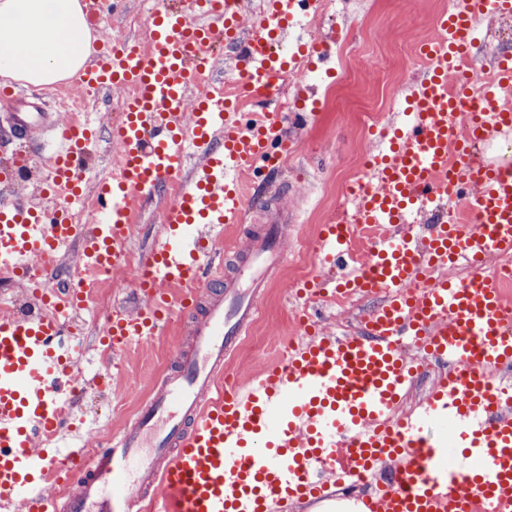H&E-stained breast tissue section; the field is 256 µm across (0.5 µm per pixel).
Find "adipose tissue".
Listing matches in <instances>:
<instances>
[{
    "instance_id": "obj_1",
    "label": "adipose tissue",
    "mask_w": 512,
    "mask_h": 512,
    "mask_svg": "<svg viewBox=\"0 0 512 512\" xmlns=\"http://www.w3.org/2000/svg\"><path fill=\"white\" fill-rule=\"evenodd\" d=\"M0 77L34 86L72 77L93 52L80 0H0Z\"/></svg>"
}]
</instances>
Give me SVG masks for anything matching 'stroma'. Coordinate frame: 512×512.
Returning <instances> with one entry per match:
<instances>
[{
	"label": "stroma",
	"mask_w": 512,
	"mask_h": 512,
	"mask_svg": "<svg viewBox=\"0 0 512 512\" xmlns=\"http://www.w3.org/2000/svg\"><path fill=\"white\" fill-rule=\"evenodd\" d=\"M448 0H334L330 13L308 18L306 31L313 38H326L337 30L346 39L357 57L382 55L388 60L384 70H350L339 76L335 95H328L329 78L316 73L309 86L319 102L316 117L306 126H286L289 138L297 140L298 149L288 160L284 171L258 182L253 200L240 229H227L225 241L238 238L262 224L267 209L283 188H291L292 203L302 219L292 231L286 253L262 300L263 314L253 325L245 342L231 364L240 375H248L268 361L279 358L291 336L296 335L295 311L297 301L289 288L292 282L302 281L320 271L315 252V227L328 224L346 206L342 193L346 177L360 173L362 161L369 152L380 146L381 132L403 120L405 100L410 97L424 72L412 47L433 33L432 20L447 10ZM153 7L149 0H129L124 13L114 18L112 28L123 36L146 45L148 26ZM399 83V97L385 95L387 85ZM124 89H113L107 99L88 97L89 120L99 134L91 165L96 173L105 175L112 169L117 152L110 131L120 112ZM7 153L25 156L30 161V180L0 186V201L11 202L30 196L43 170L46 150L36 141L7 140ZM379 301L371 295L354 299L344 308H325L323 327L341 335L356 332L358 315L366 313ZM102 317L87 314L84 326L86 359L90 372L102 375L106 381L103 394L83 400L77 413L92 430L94 443H104L114 429L132 419L136 395L147 394L153 378L174 367L178 352L190 345L187 322H169L161 336L146 346H137L111 364L99 363L95 342Z\"/></svg>",
	"instance_id": "obj_1"
}]
</instances>
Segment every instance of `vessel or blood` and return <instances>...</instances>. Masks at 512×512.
<instances>
[{"instance_id":"b4317fda","label":"vessel or blood","mask_w":512,"mask_h":512,"mask_svg":"<svg viewBox=\"0 0 512 512\" xmlns=\"http://www.w3.org/2000/svg\"><path fill=\"white\" fill-rule=\"evenodd\" d=\"M322 0H269L267 12L243 18V0H158L147 46L109 41L76 76L82 92L120 87L128 94L112 126L120 163L92 178L86 158L96 142L85 124L51 112L12 113L16 138L48 135L53 156L41 194L49 208L0 204V268L24 294L66 253L86 269L122 277L135 307L116 306L102 325L113 353L151 342L162 323H191L194 347L179 354L133 420L97 457L76 414L79 394L96 380L78 368L66 326L69 305L49 316L39 305L0 315V512H285L300 500H335V486L384 474L388 486L362 499L360 512H482L512 508V302L488 270L512 253V158L486 161L481 148L512 131L501 92L512 88V54L489 78L448 73L469 55L479 26L512 13V0H459L438 16L418 53L426 76L409 118L389 150L369 156L366 189L336 223L318 233L320 275L306 287L325 298L381 294L363 332L337 336L310 314L282 357L246 377L227 364L261 316L268 270L284 258L296 211L275 206L262 232L236 250L224 271L225 225L238 224L250 202L244 180L272 170L294 151L285 112L237 117L224 102L216 49L238 61L235 89L276 97L280 79L305 58L325 60L312 39L294 36L301 17ZM468 113L461 126L460 113ZM174 187L161 230L138 267L130 265L133 203L158 185ZM93 190L101 223L69 218L72 203ZM455 199L472 214L412 232L404 213L423 214ZM466 262L471 276L449 281ZM448 364L418 414L388 416L422 361L412 343ZM453 428L463 454L454 469L433 470L436 426ZM344 449L351 468L334 465Z\"/></svg>"}]
</instances>
